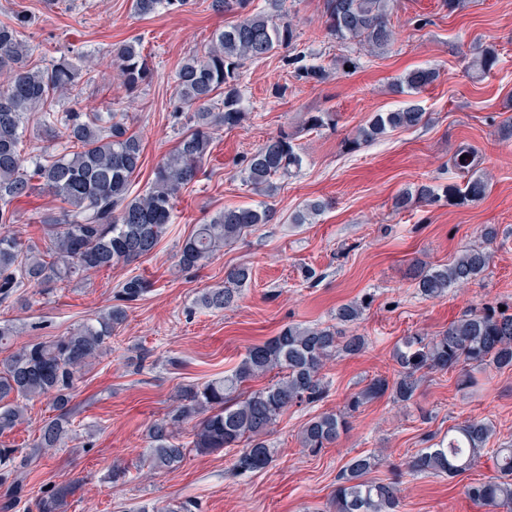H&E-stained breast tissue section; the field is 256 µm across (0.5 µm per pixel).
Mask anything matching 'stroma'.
I'll use <instances>...</instances> for the list:
<instances>
[{
	"mask_svg": "<svg viewBox=\"0 0 512 512\" xmlns=\"http://www.w3.org/2000/svg\"><path fill=\"white\" fill-rule=\"evenodd\" d=\"M210 3L193 0L181 12L141 17L132 0H0V21L19 12L32 16L22 39L35 64L47 65L72 49L86 56L95 78L82 88L83 106L111 105L142 138L144 164L132 187L138 194L150 186L157 163L182 130L173 113L177 69L185 58L203 53L213 32L232 20L216 14ZM284 9L297 42L247 64L240 90L251 118L221 131L204 175L183 191L175 222L153 254L50 292L21 289V303L0 307V320H12L19 331L16 344L51 341L113 304L127 278L140 275L153 284L128 308L111 349L81 378L75 439L30 466L14 512H36L43 489L67 482L80 485L67 512H138L145 504L173 507L187 499L197 500L201 512H329L342 467L373 451L382 452L385 462L371 476L397 482L400 512H483L466 491L496 477L489 456L453 479L411 473L407 462L428 436L443 438L449 427L474 418L492 424L490 447L512 441V372L481 373L478 387L470 389L458 386L457 372L423 373L413 401L384 396L369 402L348 432L317 453L302 448L300 432L315 416L342 410L374 377L394 378L393 353L405 337L438 335L476 307L512 313V139L499 134L503 119L512 116V0H465L452 13L442 0H393L389 18L396 43L380 56H360L352 73H334L318 83L297 79L288 60L299 54L306 63L327 67L341 53L325 31L321 0H285ZM132 41L141 43L152 69L149 83L134 93L120 86L107 64L113 47ZM490 45L503 55L501 70L486 77L466 73L475 48ZM426 66L440 71L418 96L426 124L346 151L343 140L373 113L405 103L392 84ZM309 112L333 113L336 123L318 133L302 132ZM283 128L297 132L303 167L278 180L272 194L252 190L241 179L242 160ZM465 148L478 153L488 176L482 200L394 210L393 200L404 189L455 182L454 159ZM314 199L327 203L315 223H291L292 213ZM259 204L271 208L269 223L226 244L200 268L178 270V250L195 225L227 207ZM55 205L38 193L14 202L12 231L45 245L37 213ZM488 224L497 232L491 242L483 237ZM477 247L489 254L479 279L438 298L418 292L416 262L447 264ZM237 265L252 270L238 305L201 309L198 296L223 286L225 272ZM350 302L365 305L353 329L367 337V348L327 363L329 393L322 402L288 406L278 417L267 437L274 460L265 471L235 476L229 450L187 453L173 471L140 469L145 429L171 409L181 387L223 376L250 345L276 336L285 325H335L337 307ZM116 463L128 467L126 483L107 481Z\"/></svg>",
	"mask_w": 512,
	"mask_h": 512,
	"instance_id": "obj_1",
	"label": "stroma"
}]
</instances>
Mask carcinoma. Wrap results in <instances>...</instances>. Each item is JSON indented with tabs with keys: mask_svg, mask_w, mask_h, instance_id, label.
Masks as SVG:
<instances>
[{
	"mask_svg": "<svg viewBox=\"0 0 512 512\" xmlns=\"http://www.w3.org/2000/svg\"><path fill=\"white\" fill-rule=\"evenodd\" d=\"M265 2L267 9L250 12V0H211L214 11L235 13L237 19L212 34L203 55H192L181 65L174 117L188 115L187 129L156 165L149 188L135 196L133 177L143 166L141 139L112 109L87 112L78 107L84 78L91 74L83 59L76 55L48 66L32 65L30 49L21 39V29L31 23V17L18 13L0 22V73H9L0 85V305L14 301L22 288L48 291L85 274L132 263L155 249L174 223L176 201L203 170L216 135L250 119L239 89L245 64L289 48L297 39L291 23L276 22L283 0ZM390 2L322 0L325 29L336 42H354L363 55L377 56L397 40L388 19ZM189 4L190 0H132L134 12L143 17L182 11ZM111 62L129 90L150 79L139 43L114 48ZM500 63V53L491 46L472 58L465 70L484 76ZM288 64L300 80L322 82L330 76L324 66L306 64L299 54ZM438 77L437 69L420 67L398 79L394 91L417 95ZM62 97L71 99L72 106L59 112L54 103ZM34 114L39 116L45 138L54 144L51 154L25 148L28 120ZM425 120L426 112L414 100L390 112H377L345 141V149H357L390 130L418 127ZM332 122L331 113L317 112L307 115L302 126L315 131ZM461 153L467 158L456 159L455 167L467 175L464 185L453 183L439 190L421 184L398 195L394 208L430 204L442 197L456 205L484 198L488 180L476 170V156L467 149ZM302 163L295 133L284 129L245 158L240 173L254 190L270 193L275 180L297 173ZM35 190L60 203L59 211L39 217L47 235L43 248L24 243L10 230L15 223L11 201ZM327 206L325 201H309L293 214L291 223L310 224ZM269 218V211L260 205L219 211L184 240L177 266L189 270L203 265L225 244L268 223ZM488 262L485 251L468 249L449 264H426L418 274V291L425 297H440L450 288L476 280ZM251 275L247 266L229 270L224 286L204 291L199 304L214 310L234 307ZM149 287L145 278L132 276L121 284L118 303L94 321L54 341H28L0 360L1 435L26 421L28 402L36 398H51L55 411L39 428L32 451L0 448V512H12L20 501L25 470L34 458L51 455L72 440L71 403L79 378L110 349L112 335L127 319V308L141 300ZM363 311L360 303L343 304L336 309V320L354 324ZM366 346L365 337L347 335L334 326H286L272 339L250 346L232 374L180 389L175 406L148 427L142 460L152 470H173L189 451L209 454L235 448L232 469L237 475L266 469L273 462V450L265 436L281 413L293 403L323 401L328 393L323 374L327 362L339 352L356 355ZM393 359L398 366L394 380L376 377L349 397L346 411L323 412L310 420L300 433L302 447L317 452L333 444L349 429V418L374 399L388 394L396 402L411 401L419 374L426 370L458 367L459 385L465 388L478 385L476 371H512V314L494 306L470 310L436 336L405 337ZM273 371L281 377L267 387L240 391L244 382ZM189 422L194 423L193 439L185 445L177 441V435ZM492 434V426L482 419L453 426L448 429V442L419 450L410 457L408 468L455 478L474 466ZM489 452L499 476L468 486V495L484 507L512 512V444L502 442ZM379 464L374 453L350 458L332 498L334 512H399L395 483L367 478ZM75 491L71 485L52 487L36 501L37 512H65L67 498Z\"/></svg>",
	"mask_w": 512,
	"mask_h": 512,
	"instance_id": "obj_1",
	"label": "carcinoma"
}]
</instances>
